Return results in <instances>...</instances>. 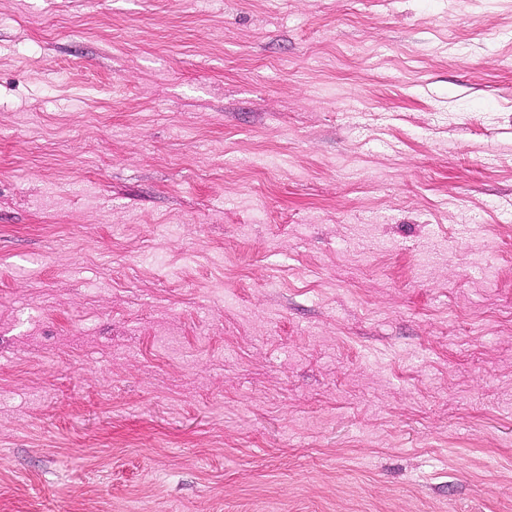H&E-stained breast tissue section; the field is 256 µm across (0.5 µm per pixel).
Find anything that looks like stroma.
Masks as SVG:
<instances>
[{"label": "stroma", "instance_id": "35a3bbf8", "mask_svg": "<svg viewBox=\"0 0 512 512\" xmlns=\"http://www.w3.org/2000/svg\"><path fill=\"white\" fill-rule=\"evenodd\" d=\"M0 512H512V0H0Z\"/></svg>", "mask_w": 512, "mask_h": 512}]
</instances>
